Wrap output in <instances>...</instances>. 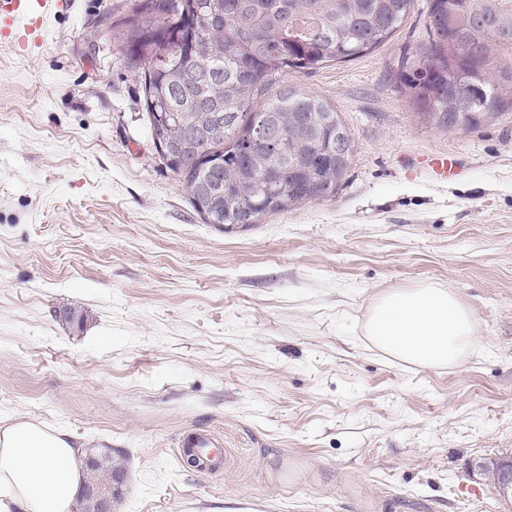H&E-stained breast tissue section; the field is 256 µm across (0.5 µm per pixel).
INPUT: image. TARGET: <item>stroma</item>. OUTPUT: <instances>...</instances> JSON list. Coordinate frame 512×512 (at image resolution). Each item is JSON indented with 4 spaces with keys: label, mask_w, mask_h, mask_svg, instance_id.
<instances>
[{
    "label": "stroma",
    "mask_w": 512,
    "mask_h": 512,
    "mask_svg": "<svg viewBox=\"0 0 512 512\" xmlns=\"http://www.w3.org/2000/svg\"><path fill=\"white\" fill-rule=\"evenodd\" d=\"M134 2L68 0L40 47L0 40V417L123 452L115 512H512L473 468L512 455V97L474 130L425 120L396 83L428 40L414 0L374 51L274 79L347 125L335 196L224 232L112 43ZM429 283L477 321L455 367L364 334L377 293ZM190 432L218 467L183 464Z\"/></svg>",
    "instance_id": "stroma-1"
}]
</instances>
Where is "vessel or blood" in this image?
<instances>
[{"label":"vessel or blood","instance_id":"vessel-or-blood-1","mask_svg":"<svg viewBox=\"0 0 512 512\" xmlns=\"http://www.w3.org/2000/svg\"><path fill=\"white\" fill-rule=\"evenodd\" d=\"M67 0H0V39L18 47L39 44L44 20Z\"/></svg>","mask_w":512,"mask_h":512}]
</instances>
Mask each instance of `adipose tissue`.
<instances>
[{"mask_svg":"<svg viewBox=\"0 0 512 512\" xmlns=\"http://www.w3.org/2000/svg\"><path fill=\"white\" fill-rule=\"evenodd\" d=\"M373 344L423 367L460 365L476 336L472 311L457 292L426 284L378 295L368 308ZM83 455L66 430L27 417L0 419V512H71Z\"/></svg>","mask_w":512,"mask_h":512,"instance_id":"adipose-tissue-1","label":"adipose tissue"}]
</instances>
